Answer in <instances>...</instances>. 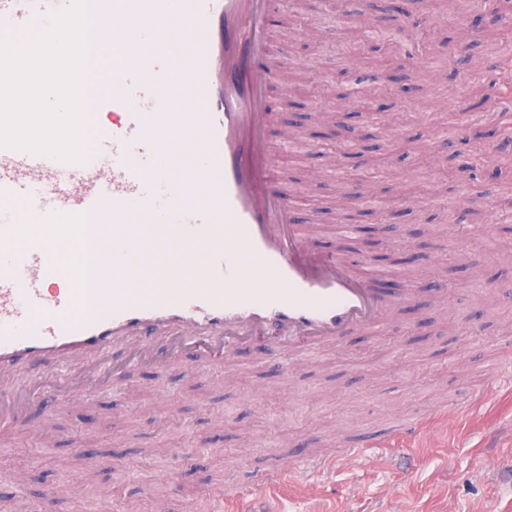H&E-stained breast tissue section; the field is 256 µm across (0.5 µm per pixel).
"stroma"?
Here are the masks:
<instances>
[{
  "mask_svg": "<svg viewBox=\"0 0 512 512\" xmlns=\"http://www.w3.org/2000/svg\"><path fill=\"white\" fill-rule=\"evenodd\" d=\"M471 10L466 0H272L268 49L255 61L269 70L276 182L293 192L316 245L335 250L339 225H365L344 241L347 262L379 270L387 292L443 279L455 288L449 304L403 305L389 325L352 332L285 371L255 352L205 368L129 366L111 393L46 410L54 430L45 444L34 430L0 424V494L17 512H30L47 485H75L70 438L83 427L110 462L56 512H191L228 475L295 453L335 466L295 479L285 495L253 490L271 512H506L512 382L491 385L486 374L512 366V186L494 176L512 165L503 146L511 94L488 89L471 62L449 53ZM350 16L369 22L346 43ZM384 27L428 37L410 57L377 44ZM286 54L299 69L283 68ZM317 84L340 97L337 124L314 117ZM288 125L302 142L293 152L282 142ZM452 218L463 235L449 234ZM487 224L490 239L480 233ZM479 391L485 401L472 405ZM430 414L434 431L405 453L362 464L344 451L395 420ZM170 473L181 482L176 497L164 492Z\"/></svg>",
  "mask_w": 512,
  "mask_h": 512,
  "instance_id": "stroma-1",
  "label": "stroma"
}]
</instances>
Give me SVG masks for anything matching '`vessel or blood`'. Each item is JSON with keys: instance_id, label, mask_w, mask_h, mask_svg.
I'll return each instance as SVG.
<instances>
[{"instance_id": "1", "label": "vessel or blood", "mask_w": 512, "mask_h": 512, "mask_svg": "<svg viewBox=\"0 0 512 512\" xmlns=\"http://www.w3.org/2000/svg\"><path fill=\"white\" fill-rule=\"evenodd\" d=\"M70 3L0 0V33L45 26ZM87 9L97 17L89 44L116 63L98 109L117 123L82 164L0 149V422L27 426L38 394L108 391L134 364H217L256 336L273 360L313 352L382 326L409 302L314 248L292 193L267 188L268 74L254 63L266 48L267 0H87ZM145 240L188 256L185 275L165 266L147 281L133 275ZM60 241L79 254L58 289L50 254ZM429 423L399 420L352 453L397 451ZM329 468L303 456L249 480L281 492ZM209 512L253 509L227 483Z\"/></svg>"}]
</instances>
